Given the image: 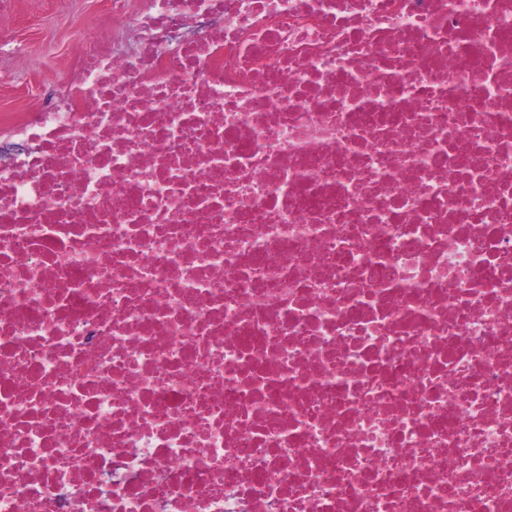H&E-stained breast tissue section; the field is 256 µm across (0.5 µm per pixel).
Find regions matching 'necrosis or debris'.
<instances>
[{"instance_id": "necrosis-or-debris-1", "label": "necrosis or debris", "mask_w": 512, "mask_h": 512, "mask_svg": "<svg viewBox=\"0 0 512 512\" xmlns=\"http://www.w3.org/2000/svg\"><path fill=\"white\" fill-rule=\"evenodd\" d=\"M0 158V512H512V0H111Z\"/></svg>"}]
</instances>
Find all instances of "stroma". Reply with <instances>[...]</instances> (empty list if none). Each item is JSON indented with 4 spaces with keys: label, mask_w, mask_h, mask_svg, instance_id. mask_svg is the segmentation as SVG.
Masks as SVG:
<instances>
[{
    "label": "stroma",
    "mask_w": 512,
    "mask_h": 512,
    "mask_svg": "<svg viewBox=\"0 0 512 512\" xmlns=\"http://www.w3.org/2000/svg\"><path fill=\"white\" fill-rule=\"evenodd\" d=\"M0 115L40 107L77 40L111 29L109 0H0Z\"/></svg>",
    "instance_id": "stroma-1"
}]
</instances>
